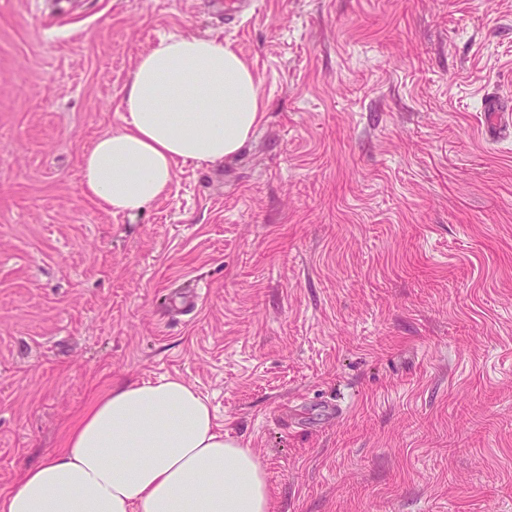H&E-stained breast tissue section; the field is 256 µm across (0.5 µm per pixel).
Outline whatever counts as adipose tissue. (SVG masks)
<instances>
[{"label":"adipose tissue","instance_id":"obj_1","mask_svg":"<svg viewBox=\"0 0 512 512\" xmlns=\"http://www.w3.org/2000/svg\"><path fill=\"white\" fill-rule=\"evenodd\" d=\"M121 129L82 156L85 193L134 215L167 197L178 164L236 156L262 122L257 73L217 36H175L140 55L120 102ZM0 512H272L254 449L216 422L176 377L112 385L61 451L0 494Z\"/></svg>","mask_w":512,"mask_h":512}]
</instances>
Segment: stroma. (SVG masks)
I'll use <instances>...</instances> for the list:
<instances>
[{
	"instance_id": "stroma-1",
	"label": "stroma",
	"mask_w": 512,
	"mask_h": 512,
	"mask_svg": "<svg viewBox=\"0 0 512 512\" xmlns=\"http://www.w3.org/2000/svg\"><path fill=\"white\" fill-rule=\"evenodd\" d=\"M0 0V491L177 377L273 512H512V0ZM224 37L242 153L137 216L81 158L135 60Z\"/></svg>"
}]
</instances>
